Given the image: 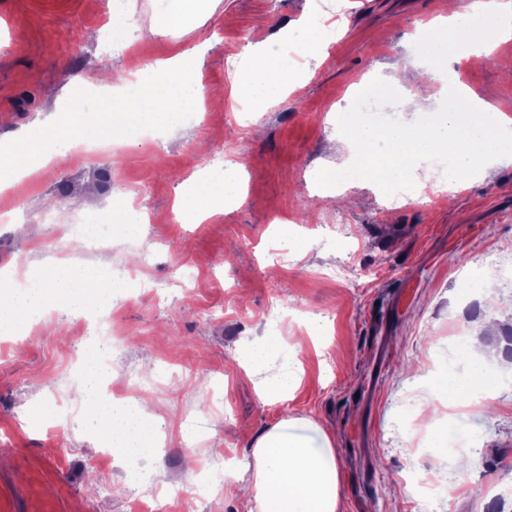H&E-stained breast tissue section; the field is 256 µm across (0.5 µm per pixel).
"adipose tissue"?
<instances>
[{"label":"adipose tissue","mask_w":512,"mask_h":512,"mask_svg":"<svg viewBox=\"0 0 512 512\" xmlns=\"http://www.w3.org/2000/svg\"><path fill=\"white\" fill-rule=\"evenodd\" d=\"M220 0H156L148 35L182 36L202 26L217 10ZM440 34L428 44L429 57L443 61L447 55L485 53L488 35L512 37V5L507 0H480L467 14L452 13L441 18ZM245 63L234 77V92L244 103L264 107L280 102L289 91L288 62L270 53L264 42L248 45ZM147 86L134 87L130 77L110 76L97 71L90 79L104 94H125L126 103L112 113H99L91 106L80 112H62L38 133L22 137L7 157L0 158V191L47 165L55 156L69 150L81 135L103 136L121 142L129 122L151 129L157 125L178 126L185 113L199 110L220 112L223 98L206 100L198 94L197 57L180 51L151 64ZM244 201L241 174L230 165L220 174L192 182L178 194L179 208L186 222L198 217L239 207ZM82 283V305L95 307L103 291L91 280L84 266L64 269L46 266L44 276L28 288L0 296V323L22 324L26 315L45 310L60 302L74 283ZM468 368L441 379L440 387L449 402L487 387L492 376L484 366L478 344L466 349ZM88 414L100 438L118 456L129 448L146 453L154 446V416L136 398L126 399L124 407L101 413L89 404ZM313 422L284 420L258 437L252 447L253 469L243 490L258 504L260 512H340L342 470L330 438L316 439Z\"/></svg>","instance_id":"obj_1"}]
</instances>
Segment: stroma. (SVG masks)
Segmentation results:
<instances>
[{
  "mask_svg": "<svg viewBox=\"0 0 512 512\" xmlns=\"http://www.w3.org/2000/svg\"><path fill=\"white\" fill-rule=\"evenodd\" d=\"M340 14L318 0H221L200 28L179 39H141L153 0H0V144L35 128L53 108L54 89L69 109L81 83L100 68L126 72L191 50L198 79L224 95V109L154 135L132 128L118 148L72 147L11 190L0 192L10 221L0 222V271L82 264L95 280L112 267H145L113 289L97 311L124 332L112 351L114 390L143 394L168 444L143 462L154 476V512H252L224 493L248 480L251 445L289 419L313 421L341 456V512H426L415 477L442 478L435 512H512V157L486 177L448 190L424 164L410 199L369 181H346L335 204L315 176L336 156L335 112L352 104L393 64L395 88L414 90L422 71L415 40H429L446 0H341ZM29 22L14 24L17 12ZM130 28L106 40L112 14ZM328 47L294 70L298 87L260 117L232 94L247 44L286 54L304 29ZM512 59V39L492 56L469 55L437 68L435 114L450 87L464 85L512 117V82L493 58ZM236 163L245 201L186 224L181 185L216 174L214 155ZM139 192L157 240L143 254L136 233L116 235L108 252L61 244L75 212L116 204ZM294 225L298 251L276 242L272 224ZM290 313L279 360L301 381L286 400L263 398L249 374V346L267 321ZM74 306L63 301L29 319L0 357V512H139L115 456L100 457L84 403L68 382L97 355L77 341ZM326 317L320 335L307 331ZM486 346L493 383L477 399L449 406L439 378L461 361L458 338ZM453 428L466 469L441 454L437 433Z\"/></svg>",
  "mask_w": 512,
  "mask_h": 512,
  "instance_id": "1",
  "label": "stroma"
}]
</instances>
